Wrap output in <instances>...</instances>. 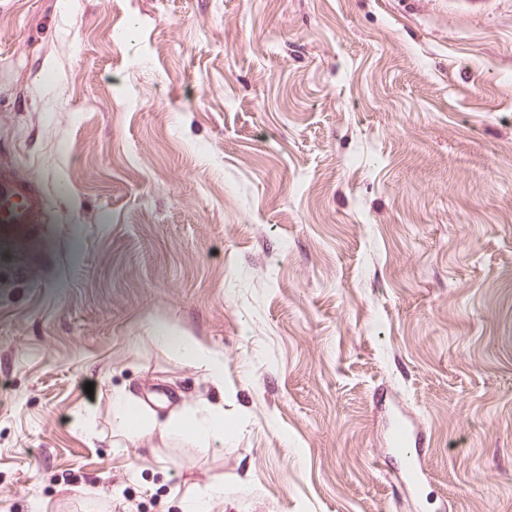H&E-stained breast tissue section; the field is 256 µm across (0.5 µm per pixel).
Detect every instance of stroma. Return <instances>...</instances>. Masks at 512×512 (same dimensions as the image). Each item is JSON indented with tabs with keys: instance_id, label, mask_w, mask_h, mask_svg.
Segmentation results:
<instances>
[{
	"instance_id": "1",
	"label": "stroma",
	"mask_w": 512,
	"mask_h": 512,
	"mask_svg": "<svg viewBox=\"0 0 512 512\" xmlns=\"http://www.w3.org/2000/svg\"><path fill=\"white\" fill-rule=\"evenodd\" d=\"M118 392L234 432L118 437ZM219 480L207 512H512V0H0V512ZM153 339L180 359L202 368L215 383L224 381V356L200 345L190 336H176L162 324L152 327ZM165 428L169 432L187 433L201 448L214 443H223L228 437L230 427L224 423V414L212 408H191L176 421H168Z\"/></svg>"
}]
</instances>
